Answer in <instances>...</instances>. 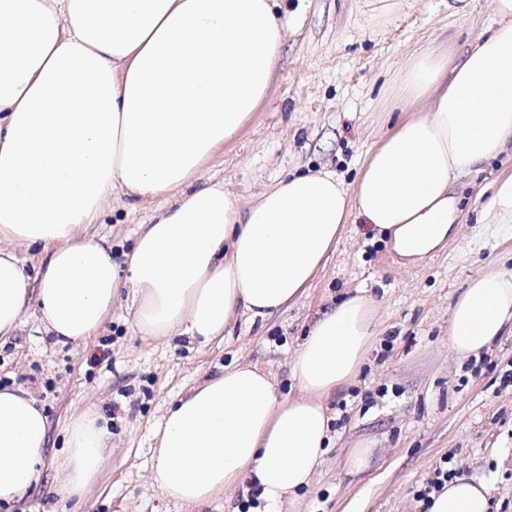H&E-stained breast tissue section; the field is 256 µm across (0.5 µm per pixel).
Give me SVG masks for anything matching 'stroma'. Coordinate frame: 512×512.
<instances>
[{
  "mask_svg": "<svg viewBox=\"0 0 512 512\" xmlns=\"http://www.w3.org/2000/svg\"><path fill=\"white\" fill-rule=\"evenodd\" d=\"M277 0L285 29L281 60L265 100L196 176L221 182L250 205L290 174L331 172L354 187L369 152L403 118L389 101L404 63L416 52L453 45L465 53L495 17L490 0H471L460 18L448 0ZM512 168L505 152L460 178L467 222L433 258L405 266L384 235L351 218L304 296L266 318L242 314L223 343L186 336L149 340L134 323L131 289L112 301L96 336L59 344L29 306L15 334L0 340V385L19 386L44 408L51 463L13 505L0 512H263L250 485L190 506L152 484L154 434L172 402L225 367L250 364L292 397L290 361L308 329L337 302L364 293L378 305V330L358 374L326 402L330 444L309 486L279 512H425L422 495L439 469L485 483L491 512H512V335L479 357L458 358L448 344L451 304L480 274L512 273V241L474 250L477 193ZM177 196L139 200L113 190L84 238H107L123 262L139 225ZM97 407L111 439L105 464L76 498H62L55 465L71 418ZM371 443L367 468L348 465Z\"/></svg>",
  "mask_w": 512,
  "mask_h": 512,
  "instance_id": "stroma-1",
  "label": "stroma"
}]
</instances>
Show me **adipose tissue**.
Segmentation results:
<instances>
[{
    "instance_id": "ef3b65f1",
    "label": "adipose tissue",
    "mask_w": 512,
    "mask_h": 512,
    "mask_svg": "<svg viewBox=\"0 0 512 512\" xmlns=\"http://www.w3.org/2000/svg\"><path fill=\"white\" fill-rule=\"evenodd\" d=\"M0 10V337L35 299L46 333L81 342L102 326L121 282L108 240L79 229L112 190L180 197L140 225L125 255L143 336L224 339L242 312L298 300L351 217L388 238L404 263L440 250L463 220L452 187L512 145V0L462 56L415 53L392 93L407 116L368 155L354 189L331 172L293 174L241 206L223 183L191 182L266 97L284 25L273 0H8ZM512 239V171L481 204L475 247ZM51 251L30 290L11 243ZM374 300L325 312L294 353L299 394L240 365L171 406L153 450L167 498L204 504L243 482L267 508L310 484L330 440L325 400L359 370L374 336ZM512 329V274L470 280L450 309L456 355L479 356ZM95 409L67 429L61 494L99 473L109 433ZM48 448L43 408L0 388V503L35 481ZM484 484L433 493L430 512H488Z\"/></svg>"
}]
</instances>
